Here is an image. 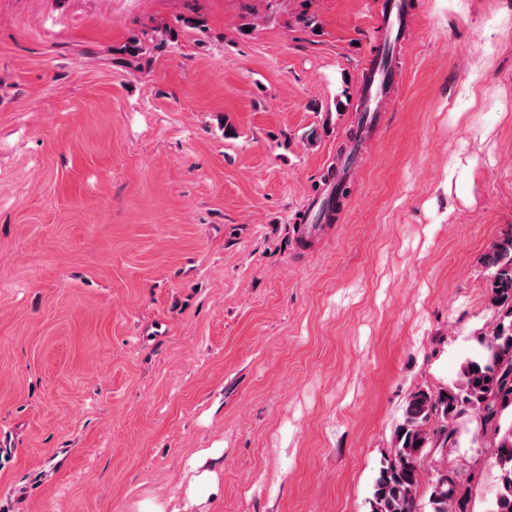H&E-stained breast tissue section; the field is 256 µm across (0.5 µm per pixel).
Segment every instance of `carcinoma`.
I'll use <instances>...</instances> for the list:
<instances>
[{"mask_svg": "<svg viewBox=\"0 0 512 512\" xmlns=\"http://www.w3.org/2000/svg\"><path fill=\"white\" fill-rule=\"evenodd\" d=\"M487 271V305L492 328L481 350L460 367L457 380L434 392L425 387L408 397L402 423L375 480L371 512H424L419 497L420 470L427 450L445 451L457 444V421L476 422L489 442L499 482L489 512H512V228L493 241L483 257ZM469 489L448 474L430 488V512H468Z\"/></svg>", "mask_w": 512, "mask_h": 512, "instance_id": "obj_1", "label": "carcinoma"}]
</instances>
